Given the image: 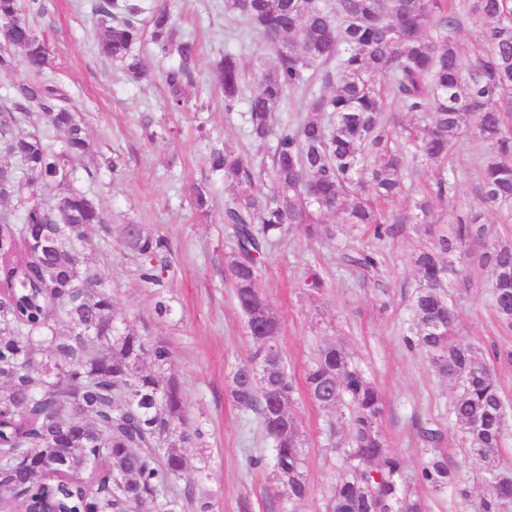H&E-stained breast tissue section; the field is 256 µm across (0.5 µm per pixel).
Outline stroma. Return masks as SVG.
Returning <instances> with one entry per match:
<instances>
[{"label":"stroma","instance_id":"1","mask_svg":"<svg viewBox=\"0 0 512 512\" xmlns=\"http://www.w3.org/2000/svg\"><path fill=\"white\" fill-rule=\"evenodd\" d=\"M94 2L47 0L44 13L32 19L55 53V77L70 91L91 144L76 184L96 199L104 226L95 232L86 263L111 292L117 316L137 333L165 341L172 351L168 372L181 383L189 417L202 431L185 454L191 466L206 468L199 492L210 502V512H315V497L329 484L337 464L323 433L328 411L301 395L291 407L305 438L314 499L291 504L276 498L265 472L244 467L246 455L263 454L267 445L256 423L230 396V375L246 360L253 342L224 262L230 242L224 204L234 184L208 164L212 147L252 148L244 120L247 106L225 111L216 61L232 53L247 65L258 59L270 65L274 57L261 39L247 34L245 24L234 22L224 0H166L178 26L199 47L184 87L186 107L174 112L166 107L163 80L169 62L155 56L150 39L135 47L148 71L137 82L127 78L118 62L99 54ZM485 150L472 136L456 144L448 167L459 175L457 197L434 200L440 223L448 222L453 208L476 207V159ZM116 155L123 157L124 167L115 174L106 160ZM197 186L211 197L208 214L192 205L190 192ZM130 222L145 225L171 245V267L159 289L142 286L138 262L122 246V227ZM423 238L422 227L413 225L384 241L346 228L313 244L291 232L269 248L259 282L281 320L278 345L288 370L302 376L324 339H341L384 394L382 431L411 471L422 459L417 421L448 430L449 404L458 391L454 381L432 369L424 353L404 343L411 320L409 298L418 284L411 256ZM362 247L381 252L384 290L360 284L341 266L342 253ZM311 268L331 284L320 303L310 302L300 288ZM468 274V283L452 293L460 332L487 351L512 345V332L499 327L489 307L490 267L474 258ZM160 300L170 306V314L157 315ZM466 482V500L424 488L419 494L431 512H472L481 493L478 467L469 469Z\"/></svg>","mask_w":512,"mask_h":512}]
</instances>
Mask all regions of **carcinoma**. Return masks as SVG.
I'll return each mask as SVG.
<instances>
[{
    "label": "carcinoma",
    "mask_w": 512,
    "mask_h": 512,
    "mask_svg": "<svg viewBox=\"0 0 512 512\" xmlns=\"http://www.w3.org/2000/svg\"><path fill=\"white\" fill-rule=\"evenodd\" d=\"M227 2L275 56L269 67L257 64L246 99L248 135L270 155V190L255 189L260 173L250 155L215 148L209 156L211 169L237 184L224 224L230 238L225 265L238 307L250 336L259 332L249 317L254 304L263 307L272 333L269 344L253 348L234 369L229 384L235 405L257 417L269 445V457H251L246 467L268 469L277 496L309 499L302 433L288 411L302 388L316 406L334 411L328 436L344 430L334 447L342 464L321 494L320 512H427L418 487L466 500L471 460L483 470L479 512H512V459L502 453L506 402L480 347L459 335L448 293L464 278L468 249L483 245L482 260L493 275L491 309L512 331V241L490 238L478 215L457 209L440 230L431 204L454 194L455 172L443 164L453 144L472 134L492 147L479 164V207L512 211V0ZM44 10L42 0H0V17L14 24L0 37V71L20 62L31 73L0 105V146L8 158L0 181L11 185L9 198L19 208L17 217L0 215V487L15 494L3 508L209 512L182 453L201 429L192 427L181 384L168 374L172 352L166 342L122 326L111 293L85 263L83 250L102 218L94 199L74 186V162L90 144L70 95L53 76L55 56L31 25L30 13ZM146 12L157 54L177 57L164 81L167 107L178 111L198 45L178 30L166 4L148 9L144 0H97V47L131 79L144 77L134 46L143 38ZM468 13L486 26L480 47L466 55L452 33ZM218 73L224 109L232 112L242 99L245 67L226 54ZM290 93L299 95V117L279 122L275 113ZM387 94L406 112L426 113L430 123L398 140L395 127L381 120ZM36 113L63 132L64 150L26 128ZM411 163L431 169V179L416 213L390 214L383 203L402 193ZM335 215L349 226L373 227L378 239L400 235L411 219L424 225L427 241L412 260L418 285L405 343L461 387L449 411L460 450L455 463L442 448L443 429L419 423L422 461L407 474L404 458L381 431L385 399L341 342L318 347L301 388L283 366L280 318L259 288L264 258L292 225L311 241L335 236L328 220ZM56 218L68 227L56 248L47 249ZM122 244L138 260L143 285L162 286L168 241L129 223ZM381 264L375 251L343 257L364 283ZM303 288L318 299L328 284L311 269ZM78 394L86 410L74 422L67 408Z\"/></svg>",
    "instance_id": "cac0c4a2"
}]
</instances>
